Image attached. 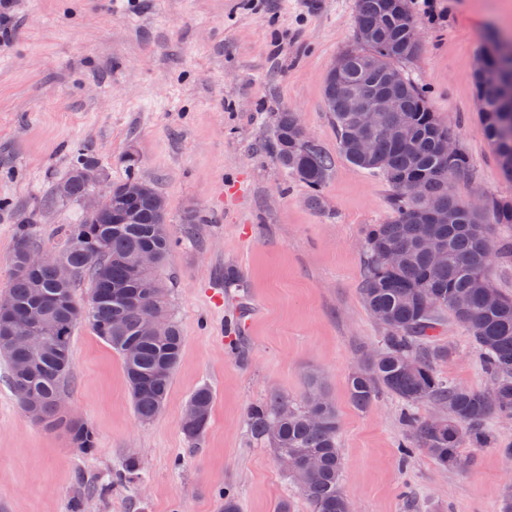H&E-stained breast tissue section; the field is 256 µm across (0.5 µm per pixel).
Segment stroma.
<instances>
[{"mask_svg": "<svg viewBox=\"0 0 512 512\" xmlns=\"http://www.w3.org/2000/svg\"><path fill=\"white\" fill-rule=\"evenodd\" d=\"M357 0H13L14 29L0 46V294L21 217L33 215L40 247L65 246L84 212L69 202L41 209L84 146L109 182L134 158L164 197L175 245L158 276L184 346L165 404L147 423L133 410L121 358L81 325L73 336L67 399L97 436L95 454L73 448L65 428L27 417L0 361V512H220L231 490L241 512H274L291 500L311 512L270 449L250 440L247 408L279 391L301 398L319 373L340 419L343 491L355 512H500L512 489V418L489 423L497 445L464 448L463 467L439 466L423 450L403 458L404 405L383 394L353 406L349 377L386 330L362 295L367 225L390 215V189L339 156L323 98L334 60L354 43ZM420 50L401 69L424 84L442 125L469 156L455 182L465 199L512 195V180L480 132L473 71L486 30L512 40V0H408ZM299 116L335 155L311 203L269 146L278 110ZM190 211L201 224L183 223ZM242 275L229 292L250 310L230 349L218 304L224 269ZM435 342L448 356L440 377L476 390L492 378L466 331L443 313ZM208 385L214 401L198 443L182 431L189 395ZM144 479L104 497L126 456Z\"/></svg>", "mask_w": 512, "mask_h": 512, "instance_id": "obj_1", "label": "stroma"}]
</instances>
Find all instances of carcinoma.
<instances>
[{
    "mask_svg": "<svg viewBox=\"0 0 512 512\" xmlns=\"http://www.w3.org/2000/svg\"><path fill=\"white\" fill-rule=\"evenodd\" d=\"M412 21L407 0H358L355 45L340 54L341 69L328 71L324 82V100L336 124L340 153L350 164L382 178L391 190V217L369 225L365 233L361 288L368 311L382 317L387 336L382 348L350 376L349 394L360 409L369 407L382 392L401 400L413 447L424 449L442 467H456L463 464L459 449L494 444L487 428L490 419L512 418V297L500 293L493 306L485 301L492 290L486 275L490 252L512 255L511 243L496 246L489 236L490 225L512 224V196L471 208L456 193L454 180L470 170V159L460 149L448 154L446 143L454 133L441 126L422 88L399 68L420 50L410 37ZM481 56L497 83L487 88L484 73L476 71L480 132L494 145L504 175L512 178V46L488 38ZM353 86L363 87L371 97L393 98L391 111L383 113L371 157L364 156L353 140V113L345 110L344 95ZM271 151L278 165L317 202L334 169V157L302 130L295 113L286 108L277 113ZM93 162L87 148L75 147L64 192L52 189L41 207L83 198L89 187L81 169ZM127 162L125 178L111 184L109 209L95 219L85 215L67 228L58 260L72 270L70 279L58 278L53 262L19 270L26 252L38 248L28 231L32 218H22L8 289L14 312L7 321L0 318V357L9 364L11 388L33 395L40 423L48 428L65 426L71 443L84 455L95 450L93 429L56 412L57 400L66 395L76 327L87 323L120 356L134 412L144 423L161 410L183 350L184 336L175 320L155 332L144 330L148 301L169 308L168 292L157 271L168 260L173 238L164 197L135 172L133 159ZM131 186L139 187V192L127 198L125 191ZM435 209L448 211L450 222H427ZM425 236L444 250L443 264H436L422 246ZM394 249L403 253L404 261L388 267L383 257ZM143 251L153 252L156 263L136 273L134 261ZM83 278L90 282L85 304L76 302L73 294ZM36 290L45 295L43 305L51 323L38 346L29 348L14 341L13 328L24 319ZM444 310L481 352L493 378L491 392L455 385L437 375L435 364L448 353L428 345L441 326ZM324 394V385L314 374L308 376L298 402L273 391L248 407L246 431L277 459H317L316 468L298 485L311 512H348L337 444L338 414ZM213 399L206 385L191 394L186 405L196 407L199 414L195 420H182L185 437L192 441L202 437ZM420 403L441 408V419L417 417L412 409ZM141 481L136 457L129 456L109 482L98 485V491L104 494L114 483L135 488Z\"/></svg>",
    "mask_w": 512,
    "mask_h": 512,
    "instance_id": "obj_1",
    "label": "carcinoma"
}]
</instances>
